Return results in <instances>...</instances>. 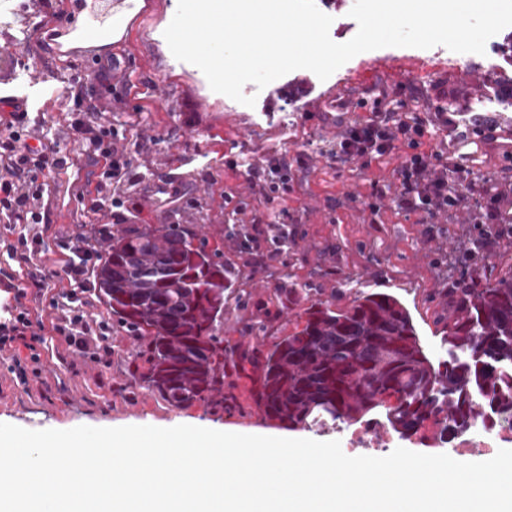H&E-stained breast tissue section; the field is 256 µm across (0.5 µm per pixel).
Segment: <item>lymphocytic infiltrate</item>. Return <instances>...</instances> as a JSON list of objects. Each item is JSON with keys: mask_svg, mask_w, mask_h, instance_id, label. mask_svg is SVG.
<instances>
[{"mask_svg": "<svg viewBox=\"0 0 512 512\" xmlns=\"http://www.w3.org/2000/svg\"><path fill=\"white\" fill-rule=\"evenodd\" d=\"M5 111L0 114V127L8 136L0 139V164L9 171V178H0V209L19 219H27L31 202L37 190L20 189L16 178L44 170L56 171L67 163V155L52 141L27 142L23 125L27 113L18 111L16 96H0ZM454 132L459 128L457 119L440 112L436 115L414 112L405 114L398 108L377 106L370 115L354 122L343 133L336 149V161L345 165L360 159L376 160L399 149H407L405 160L395 171L398 186L392 198L396 208L407 213L422 214L424 220L434 221L438 214L459 208L467 199L488 200L486 218L491 223H512V180L497 187H489L471 167L449 161L437 152L422 151L425 135L434 128ZM76 141L89 156L102 160L108 172L120 174L122 167L112 147L103 143L110 129L91 127L84 122L74 126ZM88 255L82 246L69 248L68 261L62 270L40 269L30 273L23 285L6 284L9 302L0 303V348L16 341H39L32 329L29 312L22 304L27 293H43L53 287L58 274L79 278Z\"/></svg>", "mask_w": 512, "mask_h": 512, "instance_id": "f902f5d3", "label": "lymphocytic infiltrate"}]
</instances>
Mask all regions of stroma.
I'll return each instance as SVG.
<instances>
[{"instance_id":"obj_1","label":"stroma","mask_w":512,"mask_h":512,"mask_svg":"<svg viewBox=\"0 0 512 512\" xmlns=\"http://www.w3.org/2000/svg\"><path fill=\"white\" fill-rule=\"evenodd\" d=\"M173 0H0V86L27 102L28 142L50 136L71 152L67 166L41 176L42 195L35 209L48 213L49 223H0V271L26 281L30 271L61 268L63 248L71 236L82 235L91 253L75 287L60 276L54 288L25 305L44 338L32 362L23 344L0 352V423L30 430H67L78 426L152 425L167 428L180 422L223 426L240 434L297 437L349 444V456L384 457L396 448L423 452V445L389 431L379 421L318 424L289 430L265 423L253 402V384L232 377V409L197 404L178 408L134 380V354L140 343L118 327L98 299L95 270L100 252L99 229L108 225H158L178 218L206 234L210 248L224 254L235 285L224 302L221 334L232 344L272 346L292 333L297 319L280 312L277 291L307 286L302 306L335 300L345 306L356 295L380 291L398 298L408 309L419 338L433 361L443 360L441 316L448 313V291L460 282L485 284L512 258V233H505L491 256L465 257L461 242L476 233L475 201L450 212L436 224L415 213L394 208L395 170L405 151L372 161L337 165L332 157L342 128L367 117L361 108L363 89L344 87L363 69L377 66L386 53L404 55L401 47L377 49L350 59L327 80L296 70L256 93V104L241 108L225 103L211 90L196 66L173 57L158 38ZM88 14L103 23L123 13L126 27L109 45L85 46L59 53L49 37L36 31L41 18L58 14L73 28V16ZM111 58L112 82L101 85L91 74L98 62ZM490 77L471 63L442 73L430 83L411 63L395 75H384L389 99L407 102L420 112L492 114L503 125L497 141L475 146L436 132L424 139V150H437L461 163H473L481 178L494 182L512 176V104L488 97ZM82 92L84 102L103 107L112 123V145L128 174L95 184L103 167L78 154L73 126L81 120L69 97ZM288 162V194L270 199L260 180L271 159ZM177 195L174 208L162 207L157 187ZM385 197L374 195V188ZM288 211L292 222L287 263L262 267L272 245L248 236L253 214L277 220ZM26 235L28 262L7 256V247ZM58 307H51V300ZM82 314L89 332L87 349H77L56 332L68 311ZM112 350L99 358L101 347Z\"/></svg>"}]
</instances>
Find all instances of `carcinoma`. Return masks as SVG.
<instances>
[{"mask_svg": "<svg viewBox=\"0 0 512 512\" xmlns=\"http://www.w3.org/2000/svg\"><path fill=\"white\" fill-rule=\"evenodd\" d=\"M95 271L112 319L145 342L138 379L177 407L224 404V370L251 366L254 404L268 423L296 429L356 424L373 412L399 436L450 443L477 421L512 427V269L481 286L448 289V358L424 352L404 305L385 292L338 307L318 299L300 330L240 352L220 336L233 272L185 224L103 231Z\"/></svg>", "mask_w": 512, "mask_h": 512, "instance_id": "carcinoma-1", "label": "carcinoma"}]
</instances>
